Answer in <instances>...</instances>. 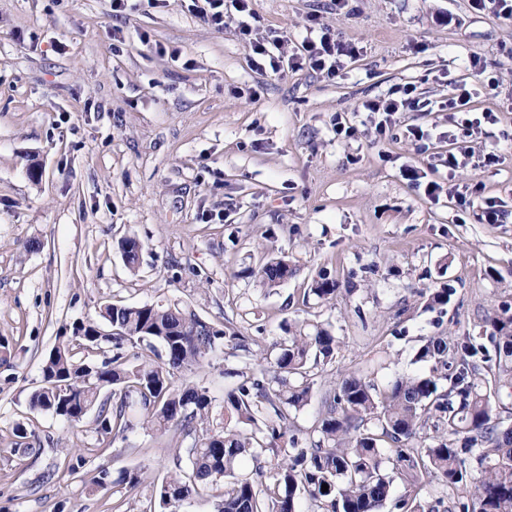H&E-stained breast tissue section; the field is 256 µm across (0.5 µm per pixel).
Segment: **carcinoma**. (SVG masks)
Returning a JSON list of instances; mask_svg holds the SVG:
<instances>
[{
  "instance_id": "1",
  "label": "carcinoma",
  "mask_w": 512,
  "mask_h": 512,
  "mask_svg": "<svg viewBox=\"0 0 512 512\" xmlns=\"http://www.w3.org/2000/svg\"><path fill=\"white\" fill-rule=\"evenodd\" d=\"M121 250L126 267L136 270L139 242L127 237ZM257 276L266 286L288 279V260L271 258ZM336 291V282L322 275L310 288L323 302ZM97 316L75 327L43 360L28 406L74 425L94 413L100 447L138 426L161 435L179 432L176 471L155 486L169 512L194 497L216 500V512H297L299 494L312 503L311 512H381L397 478L405 494L393 508L424 512L417 496L430 476L458 495L450 512H512V426L504 425L494 404L503 393L512 396L511 305L486 319L485 337L428 338L415 361L432 364L430 374L399 377L383 387L356 372L344 377L327 402L317 439L302 448L288 433L311 400L312 369L335 359L340 348L328 328L283 323L274 358L256 364L226 394L219 421L209 390L179 381V374L218 349H247L233 326L203 325L177 303L112 302ZM126 343L154 358L130 357ZM133 409L142 416L137 423L129 416ZM430 422L442 434L433 444L417 443ZM286 437L287 446L280 443ZM246 455L255 462L248 472L241 470ZM266 464L270 483L263 480ZM119 483L133 494L142 473L124 470Z\"/></svg>"
}]
</instances>
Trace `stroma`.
<instances>
[{
	"mask_svg": "<svg viewBox=\"0 0 512 512\" xmlns=\"http://www.w3.org/2000/svg\"><path fill=\"white\" fill-rule=\"evenodd\" d=\"M259 36L301 41L310 15L354 41L338 76L310 69L260 74L237 22L216 30L191 0H0V512H158L154 487L174 468L175 433L141 429L96 449L92 418L76 426L31 411L30 391L59 337L104 303L177 302L205 321L232 322L246 350H225L187 372L216 402L238 371L272 353L284 319L331 326L341 344L315 370L312 399L294 419L300 441L351 372L378 385L425 373L431 336H476L488 309L512 304V20L469 0H253ZM178 58H171V50ZM496 90L485 91L488 78ZM467 79L472 107L497 115L465 135L448 111ZM418 105L376 138L362 101L404 85ZM347 114L355 137L332 119ZM431 130L411 142L406 126ZM448 132L477 157L449 173ZM440 183L480 185L506 206L486 224L479 204L425 197L401 169ZM136 235L137 271L119 242ZM286 256L287 281L261 287L250 270ZM338 292L319 302L318 275ZM451 289L428 307L430 291ZM25 425L19 437L16 425ZM84 457L81 477L63 459ZM138 469L139 492L92 489L87 475Z\"/></svg>",
	"mask_w": 512,
	"mask_h": 512,
	"instance_id": "35a3bbf8",
	"label": "stroma"
}]
</instances>
